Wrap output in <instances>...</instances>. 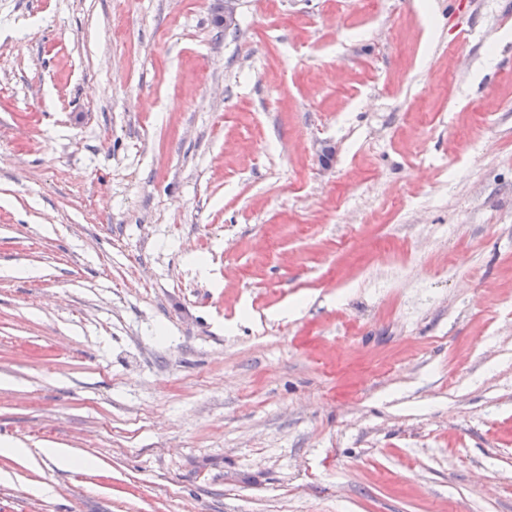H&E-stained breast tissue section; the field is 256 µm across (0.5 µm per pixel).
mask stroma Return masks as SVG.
<instances>
[{
    "instance_id": "35a3bbf8",
    "label": "stroma",
    "mask_w": 512,
    "mask_h": 512,
    "mask_svg": "<svg viewBox=\"0 0 512 512\" xmlns=\"http://www.w3.org/2000/svg\"><path fill=\"white\" fill-rule=\"evenodd\" d=\"M223 6L0 0V512H512V0Z\"/></svg>"
}]
</instances>
